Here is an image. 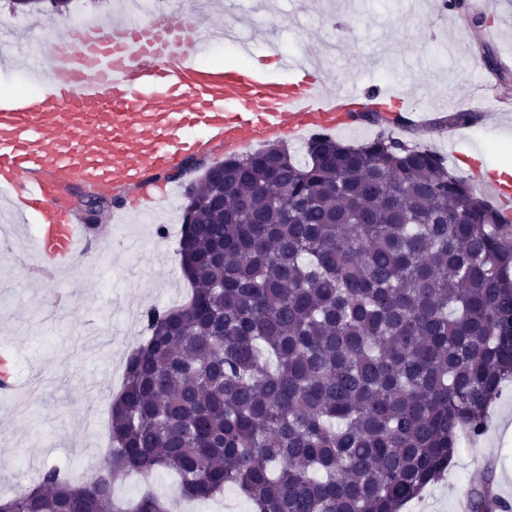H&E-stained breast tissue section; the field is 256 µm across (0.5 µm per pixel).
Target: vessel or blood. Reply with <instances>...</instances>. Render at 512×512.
<instances>
[{
	"instance_id": "b4317fda",
	"label": "vessel or blood",
	"mask_w": 512,
	"mask_h": 512,
	"mask_svg": "<svg viewBox=\"0 0 512 512\" xmlns=\"http://www.w3.org/2000/svg\"><path fill=\"white\" fill-rule=\"evenodd\" d=\"M222 30L163 10L147 21L68 27L49 53L23 55L37 89L0 98V204L18 225L33 224L49 272L77 276L89 247L64 186L131 189L133 201L114 200V214L145 213L167 199L169 173L215 146L236 153L260 140L333 131L347 121L346 106L396 96L378 87L328 93L283 53L274 56V77L200 61Z\"/></svg>"
}]
</instances>
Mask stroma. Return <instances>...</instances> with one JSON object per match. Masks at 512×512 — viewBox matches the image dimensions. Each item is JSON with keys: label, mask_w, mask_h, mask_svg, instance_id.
Returning a JSON list of instances; mask_svg holds the SVG:
<instances>
[{"label": "stroma", "mask_w": 512, "mask_h": 512, "mask_svg": "<svg viewBox=\"0 0 512 512\" xmlns=\"http://www.w3.org/2000/svg\"><path fill=\"white\" fill-rule=\"evenodd\" d=\"M232 0L229 14L250 17L263 38L251 54L261 59L268 43L294 54L321 57L319 74L329 92L352 86L401 85L402 113L447 112L454 100L479 116L475 124L442 132L407 128L400 138L440 155L456 149L481 153L486 167L512 157V74L500 78L481 61L483 40L512 47V0H488L482 24L446 10L443 0ZM494 108L496 121L484 113ZM196 171L176 179V206L154 209L150 222L131 218L113 236L111 260L98 263L96 243L112 224L104 211L87 229L90 248L84 278H57L43 271L31 233L0 239V340L14 344L18 383L40 391L25 413L0 397V498L34 486L41 471L57 465L84 481L106 458L107 413L120 391L119 367L140 338L127 322L132 300L166 306L190 291L182 276L178 240L159 238L156 227H180L185 193ZM492 470L498 496L512 504V385L496 399L488 427L477 439L461 437L449 474L429 486L402 512H458L457 495L480 486ZM167 500L178 496L176 478L162 470L132 474L114 488L132 501L144 487Z\"/></svg>", "instance_id": "1"}]
</instances>
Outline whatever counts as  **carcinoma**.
<instances>
[{
	"mask_svg": "<svg viewBox=\"0 0 512 512\" xmlns=\"http://www.w3.org/2000/svg\"><path fill=\"white\" fill-rule=\"evenodd\" d=\"M348 115L375 137L316 134L302 161L272 143L187 191L190 295L141 312L108 461L84 482L49 466L0 512H169L148 487L113 494L159 469L255 512H400L482 434L512 379V216L381 108ZM492 481L470 512H509Z\"/></svg>",
	"mask_w": 512,
	"mask_h": 512,
	"instance_id": "carcinoma-1",
	"label": "carcinoma"
}]
</instances>
